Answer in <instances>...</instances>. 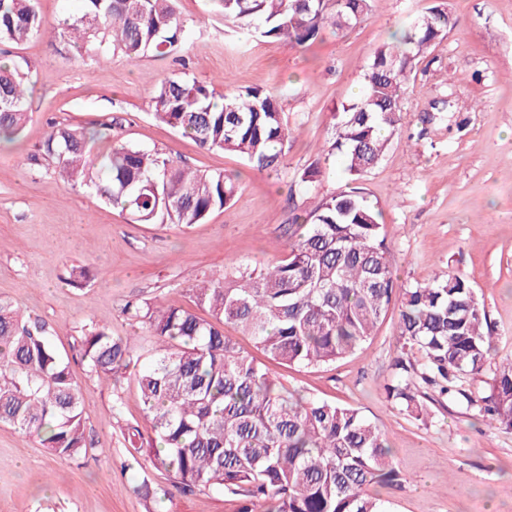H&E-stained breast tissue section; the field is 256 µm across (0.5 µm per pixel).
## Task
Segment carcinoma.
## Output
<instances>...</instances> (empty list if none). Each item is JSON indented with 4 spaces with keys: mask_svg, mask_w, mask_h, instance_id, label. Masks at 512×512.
<instances>
[{
    "mask_svg": "<svg viewBox=\"0 0 512 512\" xmlns=\"http://www.w3.org/2000/svg\"><path fill=\"white\" fill-rule=\"evenodd\" d=\"M176 0H82L57 25L59 36L87 58L106 50L135 62L164 56L184 29ZM224 20L256 21L266 38L299 45L330 26L360 22L369 0H218ZM451 20L434 9L392 42L379 45L361 94L342 106L328 155L340 157L345 188L321 199L301 223L288 225L283 256L240 267L192 289L203 319L189 309L143 299L126 306L149 326L157 347L135 372L145 413L153 423L151 462L184 493L215 490L237 500L236 512H384L371 485L398 479L380 429L358 410L284 391L264 364L224 334L231 324L250 336L267 359L287 367L334 363L362 347L398 301L399 339L418 347L422 361L397 358L387 398L409 415H428L412 374L440 395L477 406L498 427L512 430V359L492 371L491 392L464 386L491 363L492 329L473 285L451 271L429 282L399 283L380 210L356 182L382 158L403 126L401 102L415 60L441 44ZM46 28L34 0H0V42L20 43ZM27 74L0 66V142L17 140L28 119ZM152 115L200 147L233 152L257 171L283 164L291 138L279 96L263 87L229 91L222 99L203 84L163 79ZM94 130L52 125L43 142L59 175L128 212L136 224L190 227L237 194V179L191 171L171 156L115 143L102 154ZM79 352L89 372L114 378L137 366L130 337L91 328ZM0 423L34 438L55 456L86 454L88 435L68 357L47 325L0 298ZM133 491L146 500L168 491L144 478Z\"/></svg>",
    "mask_w": 512,
    "mask_h": 512,
    "instance_id": "1",
    "label": "carcinoma"
}]
</instances>
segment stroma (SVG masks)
<instances>
[{"mask_svg":"<svg viewBox=\"0 0 512 512\" xmlns=\"http://www.w3.org/2000/svg\"><path fill=\"white\" fill-rule=\"evenodd\" d=\"M435 6L453 26L417 60L402 99L405 124L359 185L382 212L399 281L423 284L445 270L469 279L502 360L512 356V0H371L360 23L324 28L306 47L226 21L214 0H178L185 42L134 63L79 58L49 33L0 44V61L27 73L30 104L21 138L0 145V296L46 322L67 352L92 441L85 458L68 461L0 424V512H235L221 492L172 489L142 451L154 430L134 375L116 384L91 375L79 338L96 324L137 337L149 357L155 339L125 314L127 303L159 295L189 308L200 280L277 255L288 224L346 180L324 153L334 112L357 96L374 49ZM170 76L219 95L277 88L293 130L284 167L257 171L155 120L151 97ZM54 122L168 153L194 170L238 175L240 189L185 230L131 223L91 190L60 180L42 152ZM313 168L315 181L302 183ZM75 267L89 269L88 287L69 284ZM402 353L391 313L353 355L268 368L289 392L358 409L386 434L399 477L371 492L388 512H512V431L443 396L430 402L427 421L409 416L384 391ZM143 476L168 496L152 502L133 493Z\"/></svg>","mask_w":512,"mask_h":512,"instance_id":"obj_1","label":"stroma"}]
</instances>
